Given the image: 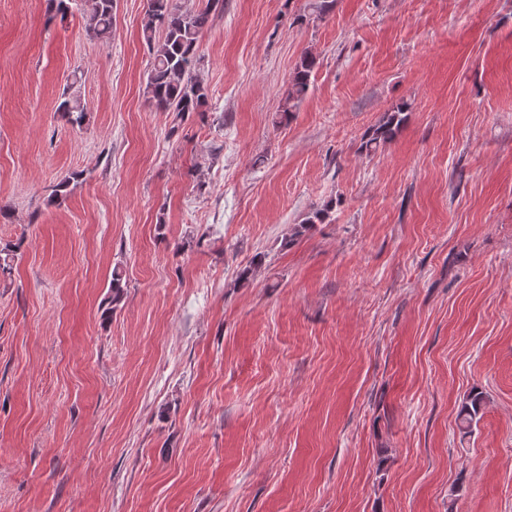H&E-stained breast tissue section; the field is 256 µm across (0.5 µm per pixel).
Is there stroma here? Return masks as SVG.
Instances as JSON below:
<instances>
[{"label": "stroma", "instance_id": "obj_1", "mask_svg": "<svg viewBox=\"0 0 512 512\" xmlns=\"http://www.w3.org/2000/svg\"><path fill=\"white\" fill-rule=\"evenodd\" d=\"M66 3L0 0V512H512V0H224L181 119ZM315 65L316 61L312 56L305 55L303 56V58H301L300 63L296 67L291 77L288 98L286 100V103L282 107L283 109L281 110V112H283L284 115L287 112H291V108L295 106V104H293L292 106L289 105L291 101L299 102L307 94L310 84V77ZM57 112H62L69 123L72 125H82L87 115V108L81 100V96L72 94L65 96L57 107ZM407 106H397L391 112L387 113L383 121L369 131L362 143V148L367 152H372L382 143L392 141L400 130L405 119L404 112Z\"/></svg>", "mask_w": 512, "mask_h": 512}]
</instances>
